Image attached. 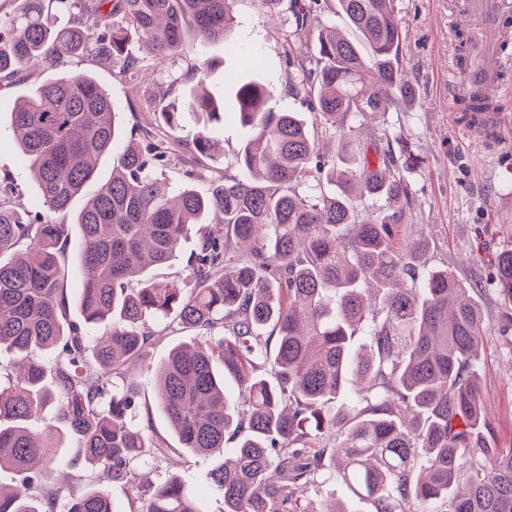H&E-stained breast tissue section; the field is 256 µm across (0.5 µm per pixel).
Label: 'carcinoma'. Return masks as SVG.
<instances>
[{"label": "carcinoma", "instance_id": "1", "mask_svg": "<svg viewBox=\"0 0 512 512\" xmlns=\"http://www.w3.org/2000/svg\"><path fill=\"white\" fill-rule=\"evenodd\" d=\"M20 2L0 23V74L79 54L92 39L84 18L107 13L112 30L96 43L108 62L129 63L134 34L161 62L191 61L183 106L199 130L176 144L209 156V125L230 118L245 130L236 155L244 176L206 193L170 186L171 142L126 138L88 73L56 75L17 100L13 136L39 202L19 211L0 198V349L20 355L12 370L0 368V469L16 479L0 486V512H201L187 481L144 482L137 468L166 452L132 420L133 371L154 339L147 321L159 317L205 333L172 348L155 382L184 451L223 458L210 471L218 512H349L308 496L327 456L375 512H512V448L484 434L483 289L448 267L423 270L425 239L401 245L403 171L418 156L384 128L360 138L365 122L384 125L415 95L394 0H336L350 34L321 27L309 57L299 40L318 0H289L284 54L302 73L294 94L336 140L335 157L319 152L304 113L271 106L265 57L227 40L236 0ZM220 42L252 77L228 76L233 96L217 101L202 54ZM102 155L112 156L111 177L71 217L84 271L72 295L70 224L50 214L70 212ZM366 197L380 202L371 214L358 208ZM199 224L212 228L186 277H153ZM487 280L512 308V248L497 252ZM72 303L77 322L67 318ZM352 376L370 384L357 400L345 394ZM47 410V426L33 429ZM66 438L77 443L68 469L107 471L131 489L128 510L101 487L54 479V448Z\"/></svg>", "mask_w": 512, "mask_h": 512}]
</instances>
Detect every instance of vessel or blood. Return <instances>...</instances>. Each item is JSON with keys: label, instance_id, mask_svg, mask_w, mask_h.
I'll return each instance as SVG.
<instances>
[{"label": "vessel or blood", "instance_id": "1", "mask_svg": "<svg viewBox=\"0 0 512 512\" xmlns=\"http://www.w3.org/2000/svg\"><path fill=\"white\" fill-rule=\"evenodd\" d=\"M459 16L469 41L463 63L451 69L458 86L448 97L449 109H457L471 90H480L489 108L470 114L471 131L500 134L505 124L504 98L512 96V85L504 75L512 66L505 46L512 41V0H463Z\"/></svg>", "mask_w": 512, "mask_h": 512}]
</instances>
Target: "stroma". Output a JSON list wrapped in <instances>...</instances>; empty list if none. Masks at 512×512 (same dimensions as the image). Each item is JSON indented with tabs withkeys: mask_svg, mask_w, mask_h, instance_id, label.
<instances>
[{
	"mask_svg": "<svg viewBox=\"0 0 512 512\" xmlns=\"http://www.w3.org/2000/svg\"><path fill=\"white\" fill-rule=\"evenodd\" d=\"M394 4L406 31L401 63L415 86V96L391 112L390 133L411 142L422 159L420 167L404 174L408 199L400 221L402 232L424 234L429 242L427 264L451 265L472 285L485 280L496 251L512 247V126L491 138L468 131L448 110V63L455 54V33L448 27L451 0H394ZM234 15L232 40L272 61L266 79L276 90L279 107L298 109L291 85L300 74L285 62L282 16L267 14L258 0H237ZM133 57L142 74L138 88L120 65L104 61L92 50L0 78V187L11 186L13 206L28 207L38 190L29 168L16 159L11 112L20 96L54 75L72 71L93 75L111 97L126 134L136 136L147 130L160 138L169 137V130L155 123L159 109L155 93L173 80L177 87L171 96L180 98L182 88L190 83L189 67L181 59L159 63L141 48L134 49ZM212 135L223 145V154L210 159L180 153L168 171L172 183H181L190 172L195 188L204 192L214 180L237 175L234 154L242 139L241 129L219 123ZM480 305L489 329L480 355L483 404L497 447L512 448V364L506 360L497 333L503 311L489 291L481 293ZM136 422L166 447L165 456L143 465V472L186 475L202 512H216L221 497L208 472L217 461L184 452L157 400L150 372L142 375Z\"/></svg>",
	"mask_w": 512,
	"mask_h": 512,
	"instance_id": "35a3bbf8",
	"label": "stroma"
}]
</instances>
